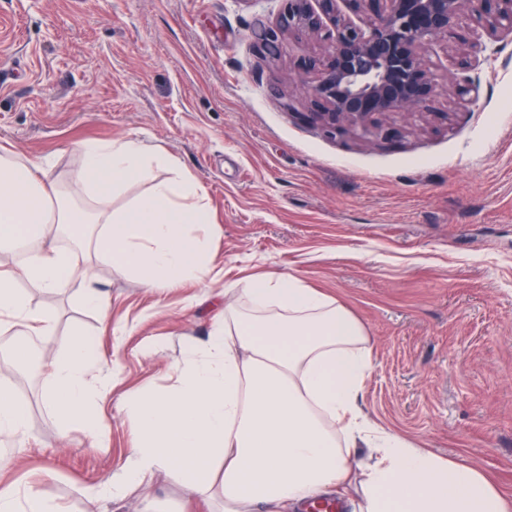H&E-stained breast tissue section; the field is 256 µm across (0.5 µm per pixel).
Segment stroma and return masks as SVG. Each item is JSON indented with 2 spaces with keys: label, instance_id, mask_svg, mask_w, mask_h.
Segmentation results:
<instances>
[{
  "label": "stroma",
  "instance_id": "stroma-1",
  "mask_svg": "<svg viewBox=\"0 0 512 512\" xmlns=\"http://www.w3.org/2000/svg\"><path fill=\"white\" fill-rule=\"evenodd\" d=\"M283 0H0V155L39 158L68 189L77 143L134 135L162 146L201 187L216 224L220 277L151 288L97 262L106 315L80 283L48 293L19 281L49 311L53 357L82 332L112 374L98 407L101 447L61 434L46 386L7 369L21 337L0 334V385L29 407L27 433L0 438L19 465L5 481L49 472L45 498L81 512L83 492L126 461L135 421L125 395L166 390L188 340L224 319L230 281L292 275L348 309L373 369L359 401L375 425L416 447L490 474L512 493V35L495 62L455 70L467 44L425 53L439 94L389 114L399 136H325L304 118L298 59L317 37L272 59L257 23L276 27ZM478 88V103L457 85ZM295 99L286 111L285 95ZM196 512L162 478L129 490L117 512Z\"/></svg>",
  "mask_w": 512,
  "mask_h": 512
}]
</instances>
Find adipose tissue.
<instances>
[{
    "label": "adipose tissue",
    "mask_w": 512,
    "mask_h": 512,
    "mask_svg": "<svg viewBox=\"0 0 512 512\" xmlns=\"http://www.w3.org/2000/svg\"><path fill=\"white\" fill-rule=\"evenodd\" d=\"M76 174L89 204L68 203L39 159L0 157V252L38 242L22 264L0 266V332L50 334L54 319L31 307L16 286L36 283L57 293L81 282L85 304L105 311L96 290L94 258L150 287H174L218 268L198 229L213 223L191 177L157 181L166 152L125 136L83 142ZM148 195L120 210L105 202L130 182ZM91 225L93 258L61 249L59 230L81 235ZM227 296L246 299L207 342L188 344L166 391H136L124 405L135 420L126 464L85 493L83 512L107 505L156 476L190 497L219 481L224 512H296L307 500L362 483L359 512H512V495L482 471L416 448L405 437L362 417L358 400L371 370L364 330L342 305L294 276L225 283ZM49 402L62 432L81 427L99 441L96 405L110 377L81 333L51 361ZM372 451L357 461L356 446ZM0 512H56L39 484L0 487Z\"/></svg>",
    "instance_id": "ef3b65f1"
}]
</instances>
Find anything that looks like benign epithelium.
Returning a JSON list of instances; mask_svg holds the SVG:
<instances>
[{
  "label": "benign epithelium",
  "instance_id": "benign-epithelium-1",
  "mask_svg": "<svg viewBox=\"0 0 512 512\" xmlns=\"http://www.w3.org/2000/svg\"><path fill=\"white\" fill-rule=\"evenodd\" d=\"M276 28L260 34V49L276 59L285 37L319 36L324 55H313L303 70L317 74L306 90L312 111L305 116L326 135L368 130L373 125L389 137L398 131L382 125L390 112L408 111L431 102L441 84L426 65L424 54L435 40L453 42L465 17L479 31L471 53L454 57V65L470 69L471 55L489 52L492 60L504 30L512 31V0H285ZM371 15L355 23L343 9Z\"/></svg>",
  "mask_w": 512,
  "mask_h": 512
}]
</instances>
